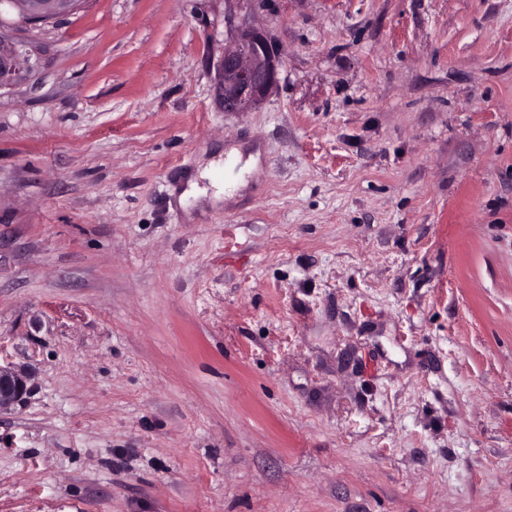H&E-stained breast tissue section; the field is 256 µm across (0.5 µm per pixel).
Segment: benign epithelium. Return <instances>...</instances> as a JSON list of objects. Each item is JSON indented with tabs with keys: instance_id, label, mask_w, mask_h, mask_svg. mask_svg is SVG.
<instances>
[{
	"instance_id": "1",
	"label": "benign epithelium",
	"mask_w": 512,
	"mask_h": 512,
	"mask_svg": "<svg viewBox=\"0 0 512 512\" xmlns=\"http://www.w3.org/2000/svg\"><path fill=\"white\" fill-rule=\"evenodd\" d=\"M85 0H0L14 11L24 26L52 23L73 14ZM251 0H225L224 43L217 76V89L226 112H247L256 108L272 90L282 65L267 36L254 27L245 4ZM35 66L24 42L0 31V89ZM26 379L0 367V410L23 400Z\"/></svg>"
}]
</instances>
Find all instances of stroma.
<instances>
[{
  "label": "stroma",
  "instance_id": "35a3bbf8",
  "mask_svg": "<svg viewBox=\"0 0 512 512\" xmlns=\"http://www.w3.org/2000/svg\"><path fill=\"white\" fill-rule=\"evenodd\" d=\"M251 17L282 66L248 112L224 0L20 31L0 512H512V0ZM28 392L26 379L0 366V411L23 400Z\"/></svg>",
  "mask_w": 512,
  "mask_h": 512
}]
</instances>
